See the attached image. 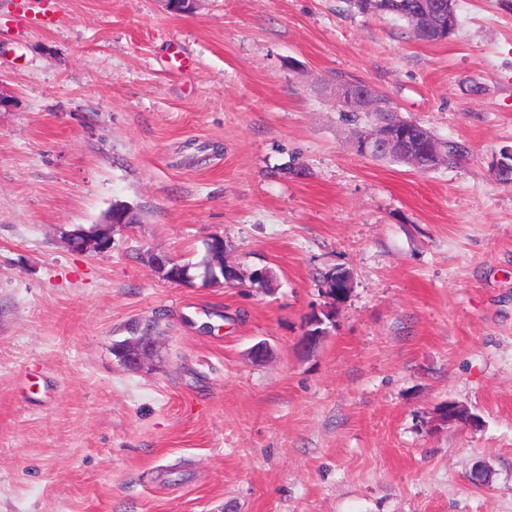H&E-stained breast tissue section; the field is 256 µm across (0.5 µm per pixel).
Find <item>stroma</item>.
I'll return each instance as SVG.
<instances>
[{
    "label": "stroma",
    "mask_w": 512,
    "mask_h": 512,
    "mask_svg": "<svg viewBox=\"0 0 512 512\" xmlns=\"http://www.w3.org/2000/svg\"><path fill=\"white\" fill-rule=\"evenodd\" d=\"M456 10L432 44L344 0H0V512H512V0ZM340 79L468 156H360ZM117 203L110 249L64 244ZM214 236L240 282L146 262ZM146 259L154 272L163 278L170 279L176 283H190L193 276L190 270L180 265L178 261L169 255L148 252ZM157 324L155 319L135 322L131 327L133 336L113 344V353L122 368L138 373L159 356L161 336L158 335ZM143 326L147 334L142 331Z\"/></svg>",
    "instance_id": "stroma-1"
}]
</instances>
